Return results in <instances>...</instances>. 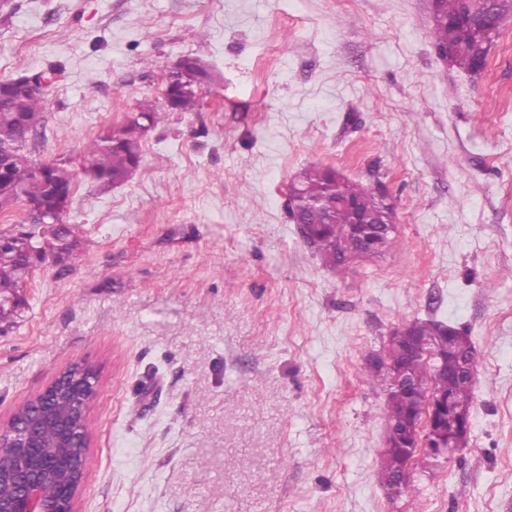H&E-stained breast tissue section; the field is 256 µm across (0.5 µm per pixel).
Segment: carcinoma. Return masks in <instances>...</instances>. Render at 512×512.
Masks as SVG:
<instances>
[{"mask_svg":"<svg viewBox=\"0 0 512 512\" xmlns=\"http://www.w3.org/2000/svg\"><path fill=\"white\" fill-rule=\"evenodd\" d=\"M441 20L431 24L430 38L437 50H448V63L466 72L475 73L488 57L485 46L495 42L501 30L472 28L463 23L468 10L485 14L497 13L509 18L512 3L509 0H438ZM200 105L198 92L192 88L179 90L172 106L157 108L150 100L139 103L137 111L127 117L125 124L103 130L84 148V174L104 191L128 181L142 159V136L139 129L156 127L169 112H192ZM41 119V101L38 88L18 86L0 101V213L9 211L34 188L39 176H44L54 192L35 195L40 202L44 219L33 218L21 225L9 224L0 228V325L15 322L18 310L26 300L21 290L26 287L33 271L53 259L58 263L75 265L81 261L77 250V238L72 227L65 226L64 215L67 201L72 198L74 173L65 162H51L33 170L25 154L30 137L28 121ZM380 181L369 184L351 181L333 167L309 165L291 181L290 190L305 188L320 196L318 206L299 214L289 213L292 223L307 231L306 244L320 258L323 265L338 273L345 272L357 259L355 253L344 249L352 237L353 211L341 205L344 198L351 199L360 209H378L376 193ZM49 235L51 252L38 250L40 237ZM450 324L437 319H414L398 324L397 334L390 338L384 354L375 357L370 370L363 374L368 384L383 387L387 394V449L382 459L381 477L402 473L406 457L401 442L408 438L409 428L431 410L439 395L452 398L455 407L471 422L474 402L472 386L463 384L456 377L458 362L444 348L442 356L426 361L417 352V346L426 336H443ZM400 365L410 372L414 386L396 387L391 382L388 365ZM81 405L65 392L55 395L46 410L41 432L47 448L57 466L49 483V489L75 478L66 460L82 452L80 448L56 446L55 433L60 426L80 424ZM429 458L423 454L414 457L410 467ZM13 497L11 467L8 456L0 458V501L9 502Z\"/></svg>","mask_w":512,"mask_h":512,"instance_id":"obj_1","label":"carcinoma"}]
</instances>
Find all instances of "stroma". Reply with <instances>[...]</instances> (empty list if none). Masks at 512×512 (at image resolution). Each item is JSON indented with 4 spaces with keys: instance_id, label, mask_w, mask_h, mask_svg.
<instances>
[{
    "instance_id": "35a3bbf8",
    "label": "stroma",
    "mask_w": 512,
    "mask_h": 512,
    "mask_svg": "<svg viewBox=\"0 0 512 512\" xmlns=\"http://www.w3.org/2000/svg\"><path fill=\"white\" fill-rule=\"evenodd\" d=\"M427 0H7L0 79L54 73L34 164L67 161L79 265L47 263L0 332V425L67 365L99 381L76 512H512V21L445 64ZM216 80L102 192L83 149ZM376 177L397 248L326 270L290 224L305 166ZM467 330L466 448L379 481L386 395L362 379L401 321Z\"/></svg>"
}]
</instances>
